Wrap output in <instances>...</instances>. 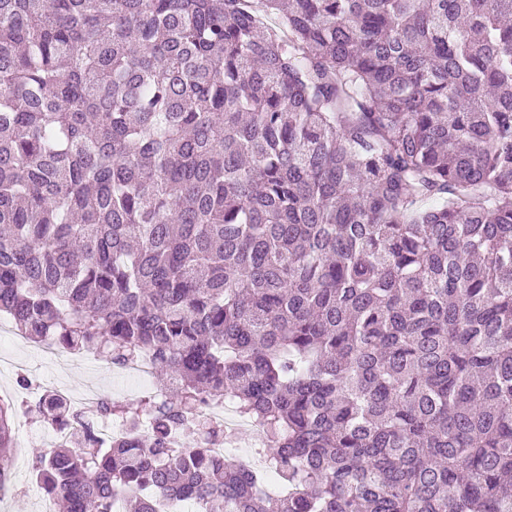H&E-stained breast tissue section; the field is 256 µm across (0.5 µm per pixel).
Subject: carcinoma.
Returning a JSON list of instances; mask_svg holds the SVG:
<instances>
[{"label":"carcinoma","instance_id":"cac0c4a2","mask_svg":"<svg viewBox=\"0 0 512 512\" xmlns=\"http://www.w3.org/2000/svg\"><path fill=\"white\" fill-rule=\"evenodd\" d=\"M0 316L168 374L63 512H512V0H0Z\"/></svg>","mask_w":512,"mask_h":512}]
</instances>
